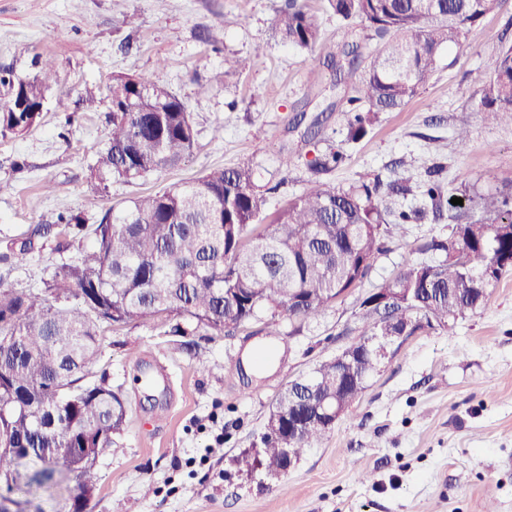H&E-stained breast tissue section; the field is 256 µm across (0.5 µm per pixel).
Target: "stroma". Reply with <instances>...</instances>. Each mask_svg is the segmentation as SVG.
Masks as SVG:
<instances>
[{"label": "stroma", "mask_w": 512, "mask_h": 512, "mask_svg": "<svg viewBox=\"0 0 512 512\" xmlns=\"http://www.w3.org/2000/svg\"><path fill=\"white\" fill-rule=\"evenodd\" d=\"M286 0H0V67L25 77L51 57L58 77L40 123L0 137V285L40 287L94 239L59 225L82 214L100 223L109 208L193 179L212 167L252 165L270 191L266 220L312 178L327 147L345 162L323 173L335 187L413 181L441 166L446 187L488 193L512 189V119L484 120L474 103L491 56L512 43V0H498L459 48L443 52L421 94L378 113L358 141L341 115L355 90L316 74L312 58L333 59L346 44L375 49L361 23L340 24L326 0H308L321 21L314 51L289 46L274 19ZM134 16L135 27L124 23ZM118 75H148L185 102L197 148L178 169L132 183H91L90 168L110 130L109 88ZM208 93H200V86ZM100 103L86 110L85 88ZM466 128V143L455 138ZM290 166H282V157ZM40 224L29 260L14 241ZM447 221L406 225L387 240L367 277L317 321L291 332L287 320L253 323L233 336H173L154 320L107 328L96 364L130 404L124 429L100 460L91 512H512V271L489 286L476 313L452 332L420 330L397 340L360 401L281 479L261 485L235 463L259 447L276 396L294 377L336 354L361 298L392 279L418 246L447 237ZM31 237V236H30ZM276 345L263 373H244L235 355ZM209 454L207 478L188 458ZM75 482L18 483L11 496L43 512H68Z\"/></svg>", "instance_id": "1"}]
</instances>
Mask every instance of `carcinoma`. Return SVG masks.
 I'll return each mask as SVG.
<instances>
[{
	"label": "carcinoma",
	"mask_w": 512,
	"mask_h": 512,
	"mask_svg": "<svg viewBox=\"0 0 512 512\" xmlns=\"http://www.w3.org/2000/svg\"><path fill=\"white\" fill-rule=\"evenodd\" d=\"M498 0H328L342 22H360L378 45L370 55L343 113L352 136L366 133L380 112L403 107L420 95L445 49L463 43L468 32L497 7ZM275 30L297 49L312 51L321 38L319 18L303 0H288ZM340 81L356 77L358 47ZM56 62H40L37 75L19 78L0 69V137L20 136L41 118ZM25 104L28 111L19 112ZM109 145L91 167L99 185L132 183L179 167L197 146V131L183 100L147 75L117 76L111 85ZM477 110L488 119L512 118V44L499 47L481 88ZM344 154L314 159L318 172L336 167ZM412 192L411 179L337 188L319 180L278 212L274 223H257L267 196L249 165L218 167L197 179L137 197L120 213L107 212L92 229L94 245L56 267L38 289L0 286V474L35 468L39 485L55 474L73 477L80 489L97 486L96 466L114 444L127 417L124 396L97 374L104 327L135 326L155 317L175 321L170 333L192 336L204 330L233 336L241 326L281 317L288 293L305 297L288 320L316 319L367 276L385 240L405 224L424 219L423 208L392 210L388 200ZM423 198L441 212L445 192L435 180ZM468 215L448 204V237L432 238L424 251L437 261L410 260L383 284L401 296L388 309L356 315L360 334L352 345L354 374L371 375L379 364L374 337L383 327L409 319L414 329L446 330L482 305L481 278L498 280L512 269V193H475ZM332 357L278 395L283 412L316 411L304 405L301 384L314 382L316 400L343 399ZM95 432L92 449L73 457L58 452L81 444L82 431ZM328 435L305 427L288 447L300 458ZM260 464L250 475L281 467L280 442L265 433ZM19 448H37L25 455Z\"/></svg>",
	"instance_id": "1"
}]
</instances>
